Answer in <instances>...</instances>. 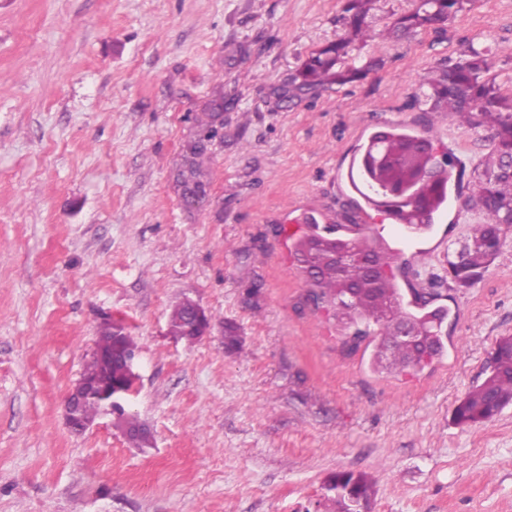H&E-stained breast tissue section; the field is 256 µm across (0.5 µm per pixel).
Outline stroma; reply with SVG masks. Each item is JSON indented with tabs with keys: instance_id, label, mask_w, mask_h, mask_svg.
I'll return each instance as SVG.
<instances>
[{
	"instance_id": "1",
	"label": "stroma",
	"mask_w": 512,
	"mask_h": 512,
	"mask_svg": "<svg viewBox=\"0 0 512 512\" xmlns=\"http://www.w3.org/2000/svg\"><path fill=\"white\" fill-rule=\"evenodd\" d=\"M345 0H0V512H336L323 488L364 475L371 512H512V405L458 424L496 341L512 336V231L472 286L421 235L390 239L408 281L450 316L440 362L374 372L306 298L291 238L361 213L346 180L388 124L456 160L452 200L478 188L496 130L428 111L418 86L461 46L487 50L512 91V0H469L444 31L355 45L366 78L292 102L278 90L306 57L346 37ZM224 100L209 134L206 105ZM204 142L209 186L177 174ZM483 216L448 209V249ZM190 298L233 322L190 343L170 335ZM138 349L127 410L72 433L64 400L102 316Z\"/></svg>"
}]
</instances>
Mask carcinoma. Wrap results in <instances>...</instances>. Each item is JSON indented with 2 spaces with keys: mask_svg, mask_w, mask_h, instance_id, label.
Masks as SVG:
<instances>
[{
  "mask_svg": "<svg viewBox=\"0 0 512 512\" xmlns=\"http://www.w3.org/2000/svg\"><path fill=\"white\" fill-rule=\"evenodd\" d=\"M469 0H414L413 8L401 15L385 34L375 31L370 15L371 0H347L349 35L326 43L304 60L278 99L317 95L333 86L353 83L382 65L372 58L357 66L351 62L352 45L366 44L382 36L400 39L419 29L438 28L454 19ZM492 64L485 52L468 44L458 60H441L419 86V97L432 112H446L462 123L479 126L489 122L497 127L493 154L495 161L479 177L475 194L466 204L484 213L473 244L463 254L462 284L473 282L499 252L496 242L512 229V175L502 172L512 158V93L504 94L489 77ZM209 158L203 145L194 147L187 163L185 191L191 193L209 184L205 162ZM352 164L361 179L370 182L365 195L370 207L385 215L398 213L414 226L432 223L433 212L446 197H431L430 180L441 177L450 183L453 162L439 158L428 138H421L404 125H391L369 136ZM294 256L305 276L307 298L317 310L333 312L343 346L350 350L364 347L369 364L377 369L384 364L402 370L419 371L440 361L446 353L443 324L450 315L444 306H433L435 297L417 288H402L399 277L410 260L400 258L383 243L382 236L366 232L360 224L321 225L311 221L294 242ZM356 288L358 297L348 309L339 302L341 289ZM214 316L196 320L187 300L175 303L169 314V333L188 341L203 334ZM410 327L421 338L417 343L398 340L399 329ZM241 348L238 327L224 323V351ZM137 350L134 338L122 324L114 322L100 328V335L81 379L94 382L102 391H131L134 383L118 354ZM512 404V336L500 339L485 366L483 381L470 390L455 408L460 424H475L495 418ZM103 399L85 397L78 413L85 421L101 414ZM338 512H348L346 496L350 488L370 500V485L364 477L350 471H337L323 485Z\"/></svg>",
  "mask_w": 512,
  "mask_h": 512,
  "instance_id": "obj_1",
  "label": "carcinoma"
}]
</instances>
